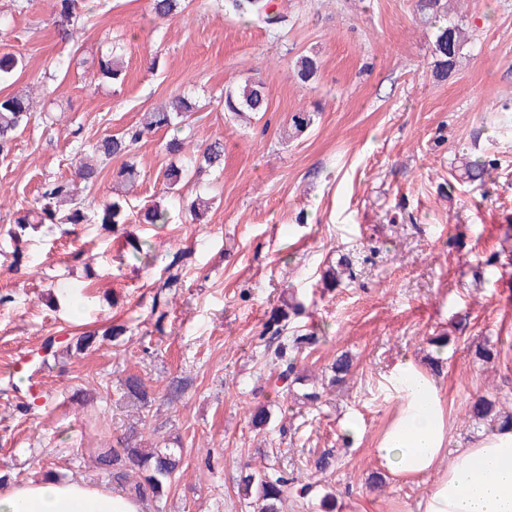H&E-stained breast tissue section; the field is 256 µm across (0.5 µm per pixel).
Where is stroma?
Wrapping results in <instances>:
<instances>
[{
	"mask_svg": "<svg viewBox=\"0 0 512 512\" xmlns=\"http://www.w3.org/2000/svg\"><path fill=\"white\" fill-rule=\"evenodd\" d=\"M15 2L0 0L10 29L0 55L24 58L10 90L32 97L36 117L0 157V473L104 481L99 450L134 427L147 447L177 438L184 448L171 488L147 498L146 512H259L238 488L247 465L287 478L281 512H321L328 492L333 512H417L434 477L395 484L372 453L395 407L384 390L393 366L435 367L451 447L478 432V399L512 411V267L488 263L512 226V134L499 132L495 112L512 98V0H449L470 41L443 82L432 75L435 30L416 18L415 0H274L288 18L276 33L217 0H188L163 20L149 0H86L93 12L67 41L56 34L59 0L24 12ZM110 42L126 66L120 85L94 73ZM302 55L320 63L306 84L293 73ZM247 80L263 83L269 110L245 124L221 98ZM178 93L195 106L187 152L224 143L223 169L185 190L211 197L206 223L181 218L175 203L171 223L136 224L129 237L37 224L16 260L7 231L18 209L45 180L73 175L80 142L120 133ZM300 110L314 112L313 126L284 138ZM166 140L159 132L136 148L132 207L163 201ZM484 154L498 158L499 178L448 191L463 156ZM181 251L182 283L159 334L154 286ZM343 255L353 279L324 288ZM292 297L303 305L296 325L319 338L301 368L317 377L340 355L353 360L345 385L316 404L278 389L262 357L271 312ZM117 324L128 328L120 342L43 354L49 337ZM489 341L498 362L476 354ZM131 372L153 386L149 407L120 402ZM178 378L190 385L173 399ZM261 405L271 419L258 431L250 418ZM351 419L359 435L346 432ZM325 451L334 465L322 473L314 462Z\"/></svg>",
	"mask_w": 512,
	"mask_h": 512,
	"instance_id": "1",
	"label": "stroma"
}]
</instances>
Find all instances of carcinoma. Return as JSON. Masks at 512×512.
<instances>
[{
    "label": "carcinoma",
    "mask_w": 512,
    "mask_h": 512,
    "mask_svg": "<svg viewBox=\"0 0 512 512\" xmlns=\"http://www.w3.org/2000/svg\"><path fill=\"white\" fill-rule=\"evenodd\" d=\"M183 0H151L154 17L164 19L182 11ZM60 10L56 24L58 35L68 40L75 28L85 18L83 0H59ZM222 7L240 17H247L261 28L277 32L283 28L286 16L271 9V0H224ZM416 15L420 22L436 29L434 41L433 77L437 81L448 79L457 68L463 49L469 39L467 28L447 18L445 0H416ZM118 45H113L98 60V74L116 83L125 80L126 72ZM23 63L16 55L0 56V86H10L16 80ZM319 62L312 56H302L294 64V73L303 83L315 78ZM224 111L235 118L253 120L256 115L268 111L269 101L263 86L247 80L236 89H227L223 97ZM194 105L184 95H175L164 104L146 112L136 124L122 133L104 137L96 142L80 144V151L87 161L75 171L74 178L54 179L47 182L39 198L30 208L17 211L14 220L16 228L25 231L28 224H100L108 230H120L125 224H166L170 222L168 208L156 204L136 213L127 210L126 201L119 197L103 198L98 203H89L78 197L74 183L80 181L91 188L99 180L107 162L119 157H127L144 138L159 131H171L172 137L165 143V151L173 156L182 154L184 140L191 136ZM35 118L31 112L29 97L25 94L0 96V155L8 156L12 151L17 131L26 128ZM314 122V113L295 112L288 123V136L303 135ZM224 163V144L216 139L208 143L197 154L169 164L163 173L166 193L172 198H182V188L195 175L218 168ZM499 167L498 159L478 157L468 161L461 168L459 180L480 187L487 184L492 173ZM114 181L132 184L139 177V170L130 161L112 171ZM208 202L196 198L188 207L191 222L202 223L207 214ZM181 257L176 255L166 267L167 276L158 285L153 297L152 314L155 325L161 326L166 318L168 295L181 283ZM352 277L348 258L341 259L337 267L326 271L322 282L326 288H334L343 280ZM302 312V305L293 301L277 307L268 322L271 335L265 343L263 356L274 366L283 365L281 378L288 381V387L302 386L300 397L307 403H316L321 398L317 387L308 383L307 376L298 370V364L307 348L317 341L312 333L298 330L288 331L291 317ZM98 344L96 333L72 336L56 346V341L48 340L45 349L52 356L60 353H81ZM352 359L341 355L329 368V385L344 382L351 372ZM120 398L146 406L152 402L151 389L139 375L126 376L121 383ZM471 419L478 425L492 431L497 427H512V415H501L494 411L493 403L480 400L471 407ZM184 448L181 442H174L162 448H145L132 431L124 437L122 447L104 448L98 454L100 468L110 483L118 491L134 498L152 496L160 498L170 489L179 471ZM140 474V480L132 482L129 473ZM239 486L245 494L254 495L261 501V512H280V505L286 497L288 479L267 472L247 470L241 474Z\"/></svg>",
    "instance_id": "cac0c4a2"
}]
</instances>
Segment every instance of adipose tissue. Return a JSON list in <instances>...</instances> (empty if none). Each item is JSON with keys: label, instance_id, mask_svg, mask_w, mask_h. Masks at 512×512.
Here are the masks:
<instances>
[{"label": "adipose tissue", "instance_id": "obj_1", "mask_svg": "<svg viewBox=\"0 0 512 512\" xmlns=\"http://www.w3.org/2000/svg\"><path fill=\"white\" fill-rule=\"evenodd\" d=\"M396 410L378 435L376 463L408 484L435 475L417 512H512V428L449 448L448 400L441 383L412 361L390 377ZM0 512H144V503L81 477L46 475L0 486Z\"/></svg>", "mask_w": 512, "mask_h": 512}]
</instances>
